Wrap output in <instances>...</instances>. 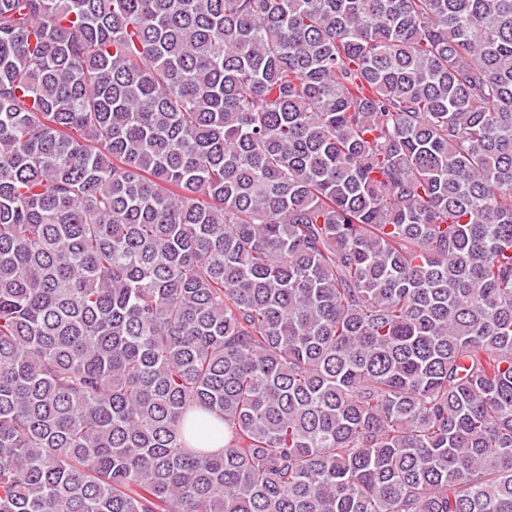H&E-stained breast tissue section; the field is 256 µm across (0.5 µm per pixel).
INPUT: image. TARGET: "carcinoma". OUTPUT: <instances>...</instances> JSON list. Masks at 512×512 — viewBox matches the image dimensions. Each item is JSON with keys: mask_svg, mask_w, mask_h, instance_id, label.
<instances>
[{"mask_svg": "<svg viewBox=\"0 0 512 512\" xmlns=\"http://www.w3.org/2000/svg\"><path fill=\"white\" fill-rule=\"evenodd\" d=\"M0 512H512V0H0Z\"/></svg>", "mask_w": 512, "mask_h": 512, "instance_id": "obj_1", "label": "carcinoma"}]
</instances>
